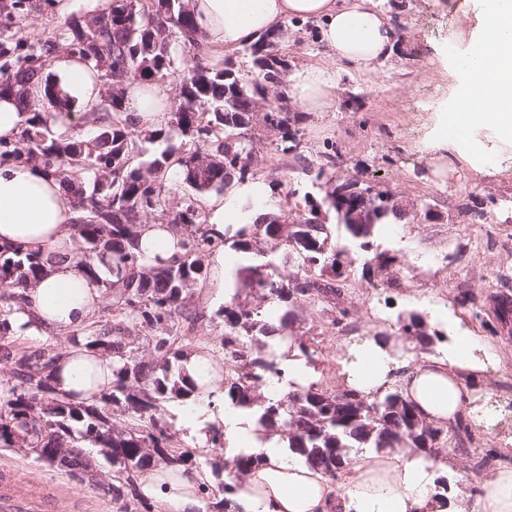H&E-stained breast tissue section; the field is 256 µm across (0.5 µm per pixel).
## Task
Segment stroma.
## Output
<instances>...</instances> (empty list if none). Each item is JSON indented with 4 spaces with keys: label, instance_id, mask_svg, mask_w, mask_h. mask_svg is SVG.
Masks as SVG:
<instances>
[{
    "label": "stroma",
    "instance_id": "1",
    "mask_svg": "<svg viewBox=\"0 0 512 512\" xmlns=\"http://www.w3.org/2000/svg\"><path fill=\"white\" fill-rule=\"evenodd\" d=\"M13 2L0 0V46L15 56L32 44L52 43L64 52L68 22L97 14L88 0H24L20 10ZM374 3L396 33L392 54L366 75L339 66L335 107L300 115L295 124L299 150L277 152L262 113H254L248 131L256 147L255 180L288 176L294 203H303L321 170L333 184L356 181L389 194L405 215L399 238L378 231L366 249L337 226V243L348 247L352 282L326 308L297 306L293 329L308 348L316 388L332 391L347 385L339 355L379 331L387 333L398 364L414 366L419 360L415 341L399 335L398 317L429 305L446 309L496 349L495 361L468 383L475 400L466 422L477 446L512 460V312L503 310L496 286L497 272L512 269V147L494 145L478 170L455 151L433 147L444 86L436 51L444 45L458 55L455 34L474 20L441 11L435 0ZM276 43L291 73L324 58L313 20H289ZM331 143L339 151L327 162L322 152ZM380 252L396 256L397 265L378 269ZM463 292L471 301L461 306L456 298ZM343 309L348 322L359 327L354 335H343L332 324ZM485 413L491 422L482 421ZM2 469L18 472L34 487L67 491L66 501L47 500L42 512H123L122 502L102 487L112 477L109 463H101L99 481L79 486L17 449L0 447Z\"/></svg>",
    "mask_w": 512,
    "mask_h": 512
}]
</instances>
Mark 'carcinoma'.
Here are the masks:
<instances>
[{
    "mask_svg": "<svg viewBox=\"0 0 512 512\" xmlns=\"http://www.w3.org/2000/svg\"><path fill=\"white\" fill-rule=\"evenodd\" d=\"M184 47L201 44L189 0H134V10L122 3L87 22L68 23L67 49L79 54L93 69L103 72L108 96L102 99L104 113L98 135L91 141L79 137L50 136L48 114L66 106L56 79L42 75L41 59L49 49L30 50L21 63L0 66V97L10 95L29 113L21 135V147L12 154L40 160L72 191L85 223L76 225L79 239L75 259L88 272L99 276L105 267L108 278L102 312L106 318L91 323L82 336L85 345L112 355V388L94 403L73 404L54 396L49 368L59 349L43 344L31 347L12 335L10 319L24 289L42 274L44 259L37 253L0 251V280L9 290H0V361L11 365L12 382L0 390V447L16 445L20 432L29 439L25 452L48 463L45 452L70 445L56 469L77 483L95 477L99 464L86 447L110 448L103 458L115 468L120 482L112 484V497L125 499V512H138L134 477L157 462L193 466L197 446L185 442L175 428L166 404L196 400L200 387L182 372L185 350L180 345L177 321L193 322L197 314L186 301L208 279L211 256L222 245L239 254L264 255L281 251L280 263L270 260L240 270L236 277L249 285L246 295L235 289L229 301L216 310L224 334L213 351L230 353L236 363L224 375V403L250 410L262 428V437L283 435L288 453L338 481L351 463L355 448L378 452L395 448H418L431 457L448 442V434L419 415L415 404L401 391L372 397L353 386L327 392L313 387L289 391L277 399L262 397L261 389L272 379L285 380L288 370L274 353L286 343L302 353L301 337L288 332L293 308L312 295L338 294L340 283L351 270L342 259L347 247L332 242L329 226L342 224L360 246H369L374 229L391 224L400 213L390 198L372 192L369 186L351 183L346 203L324 207L325 224H312V211L272 210L282 197L276 193L283 181L268 183V190L244 197L241 223L224 226L219 240L207 215L192 204L172 207L167 202L171 183L180 180L197 193H224L233 183L249 182L253 146L234 145L232 157L224 155V139L239 132L250 118L255 100L269 102L266 119L279 129L277 149H293L291 113L280 111L277 102L284 93L275 84L282 60L264 37L244 46L252 58L251 70L241 74L218 63L204 64L196 58L182 69L181 91L164 128L150 132L155 141H170L177 135L194 149L178 152L168 146L144 164L131 165L136 130L124 118L128 83L145 77L162 78L172 71L175 58L172 39ZM40 83V103L30 98L33 82ZM292 194L283 196L290 203ZM150 214L158 223L181 235V255L171 263L144 267L139 255L138 228ZM280 308L279 324L269 321L267 305ZM399 330L413 336L424 350L433 343L423 330L421 314L411 312L398 319ZM149 349L156 359L145 361L140 350ZM39 399L50 409L45 421L29 417L31 401ZM126 415L125 424L114 425V411ZM204 447L219 455L226 448L224 425L209 423L201 430ZM262 462L258 454L241 451L224 465L212 466L217 487L206 486L201 495L205 512H244L237 502L245 477Z\"/></svg>",
    "mask_w": 512,
    "mask_h": 512,
    "instance_id": "cac0c4a2",
    "label": "carcinoma"
}]
</instances>
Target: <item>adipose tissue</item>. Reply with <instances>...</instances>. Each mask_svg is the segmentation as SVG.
<instances>
[{"mask_svg": "<svg viewBox=\"0 0 512 512\" xmlns=\"http://www.w3.org/2000/svg\"><path fill=\"white\" fill-rule=\"evenodd\" d=\"M477 25L466 49L453 56L461 90L451 107L441 108L440 140L448 138L450 112L469 110L468 135L458 145L473 158H483L478 131L492 132L512 146V0H463ZM204 42L216 49L235 48L261 37L286 20L314 19L319 39L330 58L293 74L283 88L289 104L301 112H327L336 102L337 65L361 73L374 71L393 50L394 32L371 0H190ZM59 86L69 101L85 111L96 109L102 96L99 75L73 54L52 63ZM128 118L138 129L166 126L173 100L158 83L143 80L126 93ZM81 213L74 195L42 164L0 158V249L39 252L45 258L41 277L25 289L12 324L18 336H55L67 340L52 370L55 394L66 401L92 403L112 385V359L78 342V332L96 319L106 289L74 257L75 224ZM139 250L145 265L178 255V238L169 229L141 227ZM446 323L448 349L440 356L421 355L418 364L399 377L404 396L426 420L448 427L469 415L473 398L463 373L483 370L495 353L480 337L460 328L445 310L431 308ZM353 360L341 363L351 385L371 395L386 386L396 358L367 339L350 348ZM207 350L188 354L184 366L198 381L197 423H204L210 404L224 396L213 374ZM250 452L263 463L250 472L239 494L245 512H512V468L500 470L484 483L476 499L448 500L431 486L432 474L451 472L447 457L406 459L400 452L359 454L340 481L289 459L277 439H252ZM203 467L163 464L137 477L139 500L160 504L163 512H197L200 491L208 483Z\"/></svg>", "mask_w": 512, "mask_h": 512, "instance_id": "1", "label": "adipose tissue"}]
</instances>
